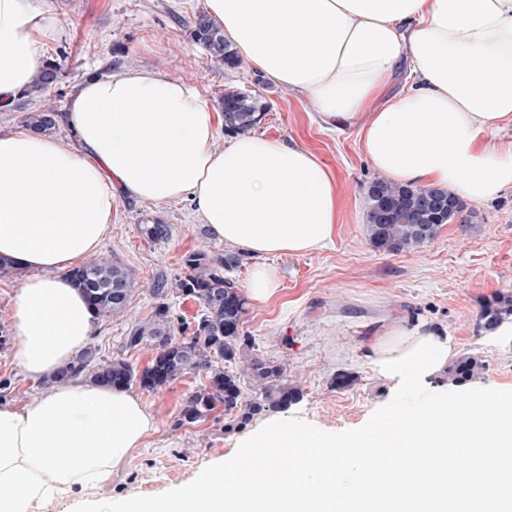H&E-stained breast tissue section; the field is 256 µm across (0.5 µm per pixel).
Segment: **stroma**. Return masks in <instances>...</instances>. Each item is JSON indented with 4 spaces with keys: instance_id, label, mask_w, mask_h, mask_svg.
<instances>
[{
    "instance_id": "obj_1",
    "label": "stroma",
    "mask_w": 512,
    "mask_h": 512,
    "mask_svg": "<svg viewBox=\"0 0 512 512\" xmlns=\"http://www.w3.org/2000/svg\"><path fill=\"white\" fill-rule=\"evenodd\" d=\"M27 2L33 13L52 18L57 26L44 57L62 62V76L51 91L16 99L1 110V127L25 123L28 113L47 105L66 112L83 80L112 63L124 71L155 68L196 87L214 107L228 91L252 96L264 109L255 134L294 140L314 150L336 177L341 196L331 246L309 255L261 258L246 252L231 273L243 290L254 266L274 270L277 290L264 301L247 299L244 331L252 338L253 353L281 365L286 378L300 387L301 399L285 408L267 407L242 426L226 425L220 410L206 421L181 426L177 420L184 402L203 384V377L184 375L155 394L138 391L156 428L113 473L102 498L118 508L132 497L163 496L239 455L244 442L272 421L339 440L382 421L394 397L373 372L367 353L376 330L400 319L437 324L453 337L457 354L476 355L484 364L480 377L469 384L453 386L439 378L418 387V400L440 398L459 404L474 395L512 398V339L493 338L479 326L481 302L512 292V190L490 202L466 203L459 216L421 248L381 253L367 237L364 193L377 172L364 155L357 128L335 133L320 129L301 97L267 83L250 65L231 69L215 61L191 36L206 0ZM155 220L172 225L171 239L153 242L141 234L140 225ZM220 245L208 227L197 222L191 201L155 206L121 195L101 252L134 272L136 289L127 314L98 320L89 343L90 368L113 360L144 368L150 351L126 348L125 337L133 320L151 312V282L181 274L185 253ZM340 372L354 376L352 386L333 387ZM46 389L45 382L27 379L12 365L8 348H0V404H19Z\"/></svg>"
}]
</instances>
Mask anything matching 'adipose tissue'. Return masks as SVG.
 <instances>
[{
	"label": "adipose tissue",
	"mask_w": 512,
	"mask_h": 512,
	"mask_svg": "<svg viewBox=\"0 0 512 512\" xmlns=\"http://www.w3.org/2000/svg\"><path fill=\"white\" fill-rule=\"evenodd\" d=\"M207 12L317 123L357 127L383 177L472 203L512 189V0H207ZM55 36L25 0H0V109ZM65 120L80 149L21 125L0 132V261L22 273L10 357L53 382L0 405V512L74 498L81 512H113L97 491L155 427L131 392L57 377L96 331L68 273L109 237L120 193L154 205L189 197L217 239L259 256L313 253L336 233L335 178L315 151L254 135L217 149L221 113L163 71L86 79ZM369 351L400 402L344 455L272 424L254 448L291 435L311 451L295 482L239 479L233 458L122 512H512V403L415 404L455 351L427 322L381 329Z\"/></svg>",
	"instance_id": "ef3b65f1"
}]
</instances>
